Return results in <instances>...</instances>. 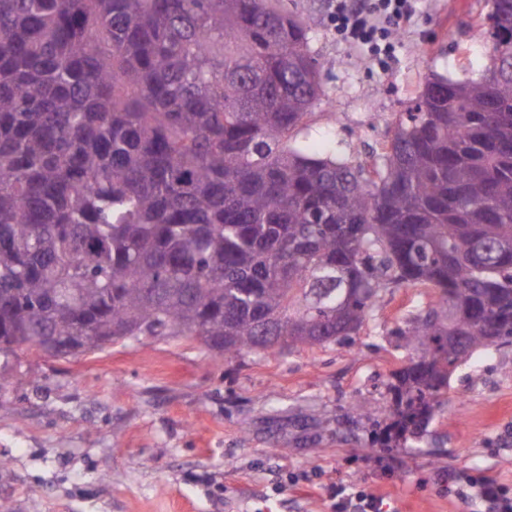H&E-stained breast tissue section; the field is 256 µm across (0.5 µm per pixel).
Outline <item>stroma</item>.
<instances>
[{"instance_id":"35a3bbf8","label":"stroma","mask_w":512,"mask_h":512,"mask_svg":"<svg viewBox=\"0 0 512 512\" xmlns=\"http://www.w3.org/2000/svg\"><path fill=\"white\" fill-rule=\"evenodd\" d=\"M309 28L321 95L295 141L375 163L426 75L478 77L487 0H422L386 62L347 44L329 0H270ZM471 53L460 61L456 44ZM433 298L387 288L357 334L227 360L193 337L0 362V503L10 512H338L337 486L382 512H481L465 478L512 490V345L474 353L421 442L386 443L389 385L411 353L391 336ZM373 412L359 417L353 404Z\"/></svg>"}]
</instances>
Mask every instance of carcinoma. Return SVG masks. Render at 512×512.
<instances>
[{
	"instance_id": "cac0c4a2",
	"label": "carcinoma",
	"mask_w": 512,
	"mask_h": 512,
	"mask_svg": "<svg viewBox=\"0 0 512 512\" xmlns=\"http://www.w3.org/2000/svg\"><path fill=\"white\" fill-rule=\"evenodd\" d=\"M489 65L426 79L380 164L292 134L321 94L308 27L266 0H0V357L53 336H196L226 359L355 335L392 285L402 434L512 344V0Z\"/></svg>"
}]
</instances>
